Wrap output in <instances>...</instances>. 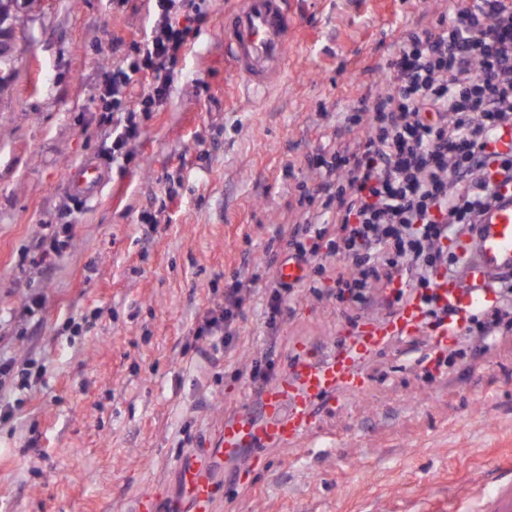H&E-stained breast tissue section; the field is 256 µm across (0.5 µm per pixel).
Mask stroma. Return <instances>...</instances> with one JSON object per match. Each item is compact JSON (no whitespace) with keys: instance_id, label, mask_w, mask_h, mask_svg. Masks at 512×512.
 Segmentation results:
<instances>
[{"instance_id":"obj_1","label":"stroma","mask_w":512,"mask_h":512,"mask_svg":"<svg viewBox=\"0 0 512 512\" xmlns=\"http://www.w3.org/2000/svg\"><path fill=\"white\" fill-rule=\"evenodd\" d=\"M194 2L203 18L165 102L87 201L67 172L105 162L104 75L150 31L149 0H27L14 14L15 67L0 84V360L14 368L0 397L15 409L0 422V512H134L146 493L169 512L181 462L210 457L226 419L260 415L296 342L327 357L354 322L384 315L304 280L271 324L264 292L300 228L301 190L352 137L346 112L385 88L393 45L448 0H288L287 73L262 98L237 92L225 66L235 0ZM154 210L152 231L141 216ZM64 215L71 237L44 269L34 245ZM238 282L214 362L195 332ZM29 358L46 372L24 387ZM366 372V392L321 408L292 449L263 450L262 467L249 448L217 461L215 512H437L472 477L512 484V324L440 354L427 333L399 339Z\"/></svg>"}]
</instances>
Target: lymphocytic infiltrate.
I'll return each instance as SVG.
<instances>
[{"mask_svg":"<svg viewBox=\"0 0 512 512\" xmlns=\"http://www.w3.org/2000/svg\"><path fill=\"white\" fill-rule=\"evenodd\" d=\"M154 2L150 33L107 78L116 159H131L129 146L143 132L139 115L166 99L190 34L179 21L188 0ZM387 69L388 88L349 112L357 137L333 149L321 163L319 189L303 195V231L312 241L291 240L289 257L306 265L323 252L335 259L338 301L369 305L375 290L398 279L404 287L386 301L388 312L417 296L441 320L447 311L437 304L433 276L458 269L444 240L469 232L499 189L512 185V152L494 147L495 133L512 129V0H448L447 14L397 42ZM136 81L146 88L132 102L125 90ZM326 213L332 223H321ZM510 322L506 281L473 331L488 339Z\"/></svg>","mask_w":512,"mask_h":512,"instance_id":"f902f5d3","label":"lymphocytic infiltrate"}]
</instances>
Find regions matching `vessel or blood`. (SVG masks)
Returning <instances> with one entry per match:
<instances>
[{
    "instance_id": "obj_1",
    "label": "vessel or blood",
    "mask_w": 512,
    "mask_h": 512,
    "mask_svg": "<svg viewBox=\"0 0 512 512\" xmlns=\"http://www.w3.org/2000/svg\"><path fill=\"white\" fill-rule=\"evenodd\" d=\"M288 0H242L239 10L224 16V50L230 67L252 96H262L286 72L290 39ZM70 192L93 198L106 182L102 165L84 162L68 172ZM462 261L460 274L437 272L433 291L450 314L428 327L419 299L406 300L388 318H371L344 336L336 352L321 359L297 348L284 378L265 391L261 414L224 422L220 447L225 457L260 446L283 448L295 443L315 424L317 409L326 403L359 394L367 387L366 362L391 342L430 329V345L439 349L457 341L469 329L473 313L492 302L496 287L512 280V188L502 189L498 201L482 216L472 235L455 240ZM182 496L190 512H214L216 488L204 465L181 470ZM481 484H471L456 499L451 512H512V489L484 498Z\"/></svg>"
}]
</instances>
